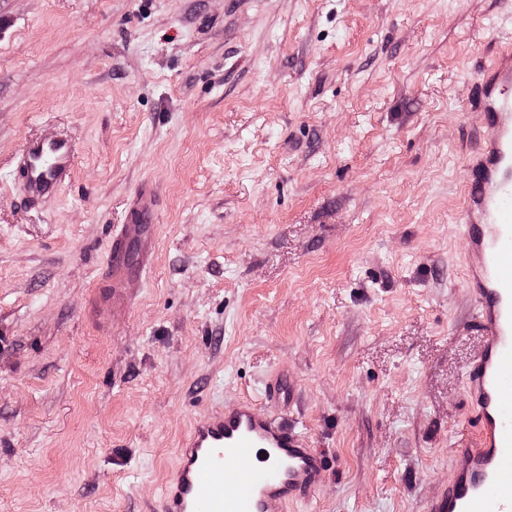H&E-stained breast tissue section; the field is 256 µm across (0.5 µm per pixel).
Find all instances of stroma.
<instances>
[{"label": "stroma", "instance_id": "stroma-1", "mask_svg": "<svg viewBox=\"0 0 512 512\" xmlns=\"http://www.w3.org/2000/svg\"><path fill=\"white\" fill-rule=\"evenodd\" d=\"M512 0H0V512H153L206 410L295 387L288 512H424L476 443L456 217ZM71 137L29 207L12 159ZM158 192L115 329L94 289Z\"/></svg>", "mask_w": 512, "mask_h": 512}]
</instances>
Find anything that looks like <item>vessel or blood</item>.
I'll list each match as a JSON object with an SVG mask.
<instances>
[{"label": "vessel or blood", "instance_id": "obj_1", "mask_svg": "<svg viewBox=\"0 0 512 512\" xmlns=\"http://www.w3.org/2000/svg\"><path fill=\"white\" fill-rule=\"evenodd\" d=\"M483 143L471 158L460 217L468 241L466 288L482 346L464 373L477 444L454 452L453 476L427 512H512V47L479 84ZM75 146L62 137L26 140L16 156L28 201L54 197L69 179ZM154 197L142 188L114 233L108 273L95 290L120 315L125 284L146 273L155 245ZM329 462L298 429L251 400L198 416L185 438L158 512H286L310 499Z\"/></svg>", "mask_w": 512, "mask_h": 512}]
</instances>
